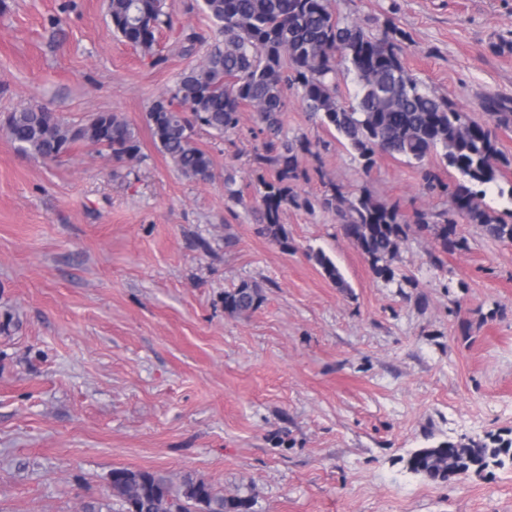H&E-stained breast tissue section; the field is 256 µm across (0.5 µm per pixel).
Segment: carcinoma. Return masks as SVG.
<instances>
[{"label": "carcinoma", "mask_w": 512, "mask_h": 512, "mask_svg": "<svg viewBox=\"0 0 512 512\" xmlns=\"http://www.w3.org/2000/svg\"><path fill=\"white\" fill-rule=\"evenodd\" d=\"M201 8L219 27L222 40L212 44L202 64L182 72L153 101L147 126L158 150L186 177L207 180L213 159L196 143L199 129L223 137L239 125L245 107L264 134L253 164L273 176L260 182L259 233L288 247L281 224L283 211L307 207L294 191L301 172L300 155L310 151L301 139L283 135L287 109L284 90L294 89L306 109L331 125L363 160L368 172L378 156H402L419 163L441 153L460 178L444 211L407 216L396 202L377 198L366 188L346 195L336 186L322 199L336 212L344 236L365 256L373 273L394 281L390 261L409 226L436 239L441 252L466 247L457 224H477L496 241L512 242V224L486 204L502 177L504 157L497 129L512 125V108L486 99L482 108L491 122L480 124L466 111L422 89L401 60L400 33L387 25L369 35L334 15L329 0H202ZM114 34L155 58L162 27L173 28L165 0H108ZM353 75L356 91L348 104L336 97L341 66ZM0 129L18 152L42 160H59L79 144L104 148L122 162L140 155L134 128L120 115L100 112L84 123H70L46 106H25L8 113ZM337 287L346 283L321 250L309 254ZM263 302L261 287L243 280L224 293V310L246 315ZM512 458V438L441 442L420 448L408 469L438 484H451ZM121 512H252V490L231 496L191 474L174 482L160 471L116 468L109 476Z\"/></svg>", "instance_id": "1"}]
</instances>
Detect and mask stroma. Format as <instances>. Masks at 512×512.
<instances>
[{"instance_id":"obj_1","label":"stroma","mask_w":512,"mask_h":512,"mask_svg":"<svg viewBox=\"0 0 512 512\" xmlns=\"http://www.w3.org/2000/svg\"><path fill=\"white\" fill-rule=\"evenodd\" d=\"M330 6L369 34L393 22L422 88L474 121L490 120L482 97L512 103V0ZM155 52L113 34L106 0H0V113L115 112L141 143L125 162L85 145L42 162L0 131V512H82L110 499L119 467L251 488L254 512H512L510 467L440 485L405 465L435 442L512 435V243L462 223L467 248L443 254L413 229L384 283L319 206L326 185L410 215L447 208L457 174L438 156L363 173L292 90L284 130L311 145L296 184L310 205L288 208V244L272 243L257 232L252 109L229 137L198 131L212 176L185 177L145 114L206 50L165 30ZM243 280L264 301L229 315Z\"/></svg>"}]
</instances>
